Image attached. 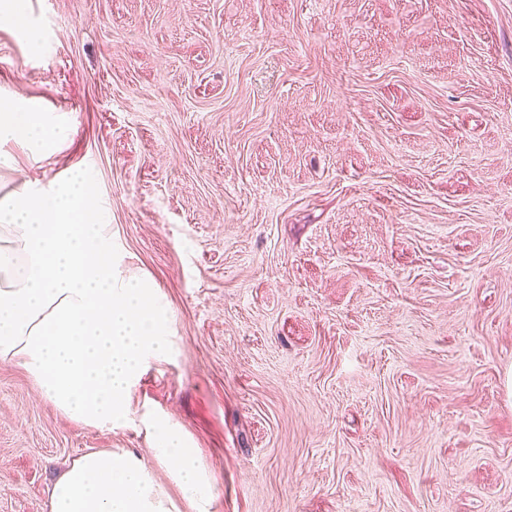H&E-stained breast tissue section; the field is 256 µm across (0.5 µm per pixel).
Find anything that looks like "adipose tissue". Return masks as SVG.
<instances>
[{
  "mask_svg": "<svg viewBox=\"0 0 512 512\" xmlns=\"http://www.w3.org/2000/svg\"><path fill=\"white\" fill-rule=\"evenodd\" d=\"M65 135L34 104L0 98V144L13 142L34 156L49 154ZM153 431L157 478L141 460L122 450H92L75 459L54 481L50 512H211L213 477L186 437L162 418Z\"/></svg>",
  "mask_w": 512,
  "mask_h": 512,
  "instance_id": "1",
  "label": "adipose tissue"
}]
</instances>
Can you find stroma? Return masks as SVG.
Segmentation results:
<instances>
[{
    "instance_id": "35a3bbf8",
    "label": "stroma",
    "mask_w": 512,
    "mask_h": 512,
    "mask_svg": "<svg viewBox=\"0 0 512 512\" xmlns=\"http://www.w3.org/2000/svg\"><path fill=\"white\" fill-rule=\"evenodd\" d=\"M0 95L64 121L173 315L122 428L0 362V512L169 416L211 512H512V0H25Z\"/></svg>"
}]
</instances>
